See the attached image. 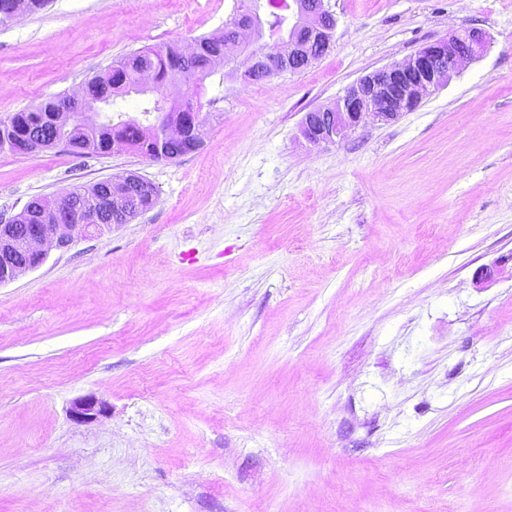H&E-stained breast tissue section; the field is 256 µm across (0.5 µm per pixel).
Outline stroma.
<instances>
[{"label":"stroma","mask_w":512,"mask_h":512,"mask_svg":"<svg viewBox=\"0 0 512 512\" xmlns=\"http://www.w3.org/2000/svg\"><path fill=\"white\" fill-rule=\"evenodd\" d=\"M234 3L22 12L0 118L223 30ZM325 5L335 43L304 71L201 82L196 151H0L5 222L126 172L158 195L0 285V512H512V0ZM455 28L488 50L417 110L300 138ZM88 395L104 416L73 421Z\"/></svg>","instance_id":"35a3bbf8"}]
</instances>
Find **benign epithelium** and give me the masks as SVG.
Wrapping results in <instances>:
<instances>
[{
    "label": "benign epithelium",
    "instance_id": "1",
    "mask_svg": "<svg viewBox=\"0 0 512 512\" xmlns=\"http://www.w3.org/2000/svg\"><path fill=\"white\" fill-rule=\"evenodd\" d=\"M285 11L292 24L288 36L273 41V52L257 54L250 50L251 42L265 37L262 20L245 8H239L225 21V29L243 48L248 59L246 76L264 79L283 73H298L322 56L330 47L336 28L334 14L325 8L323 0H291ZM485 34L476 29L455 30L447 37L426 43L412 56L400 63L375 70L350 85L331 105L311 110L300 122V133L313 145L334 144L349 136L361 123L370 120L390 123L403 113L415 110L428 96L446 87L453 77L469 62L480 58L486 49ZM59 112H51L24 142L28 154L70 144L59 136L46 135V126L53 128L64 122L79 124L85 129L84 113L95 109V104L83 97L69 96L58 105ZM199 114L191 112L184 119L171 124L156 125L160 129L154 137V159L171 160L165 143L171 138H189L197 133ZM131 194L129 183L118 178L107 180V187L91 206H78L65 194L55 201L38 199L36 224H26L31 206L4 224H0V284L14 280L19 274L40 267L48 256V249H66L74 241L85 238L101 228L126 224L131 220V209L124 201ZM23 237L26 259L15 255L17 237ZM105 407L93 396L74 402L72 418L80 423L97 420Z\"/></svg>",
    "mask_w": 512,
    "mask_h": 512
}]
</instances>
